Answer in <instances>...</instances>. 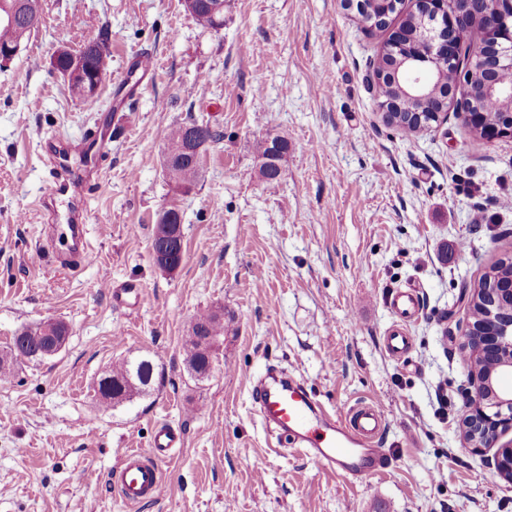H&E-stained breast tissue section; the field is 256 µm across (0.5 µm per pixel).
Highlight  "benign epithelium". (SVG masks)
Here are the masks:
<instances>
[{
    "instance_id": "7a95c632",
    "label": "benign epithelium",
    "mask_w": 512,
    "mask_h": 512,
    "mask_svg": "<svg viewBox=\"0 0 512 512\" xmlns=\"http://www.w3.org/2000/svg\"><path fill=\"white\" fill-rule=\"evenodd\" d=\"M343 3L356 13L367 15L385 7L390 0H343ZM463 4L477 20L491 16L496 18V22L487 27L484 40L469 50L468 67L459 64L461 46L468 40L467 31L458 23ZM413 8L422 16L421 31L400 45L402 57L396 65L374 74L371 85L379 89L392 81L414 90L432 86L434 93L448 102V106L454 108L481 139L492 142L511 135L512 87L502 108L504 121L498 125H484L467 72L473 70L483 74L484 96L497 98L499 74L505 69H512V0H413ZM87 53L88 48H83L63 76L68 81L95 89L101 84L103 75L88 76L83 64ZM445 60L448 68L457 71V76L446 85H436L432 76ZM206 145L207 141L200 136L199 124L185 127L184 153L197 172L200 171ZM174 241L183 243V232L179 209L171 205L160 214L154 235L153 252L158 264L170 262L169 245ZM464 300L468 307L477 300L482 301L486 322H469L462 350L470 352L475 362L484 359L495 361L499 373L511 376L512 311L504 315L501 307L507 305L512 308V286L498 288L489 284L485 288H474L464 294ZM41 331L47 354L53 355L63 347L64 337L58 335L57 325L44 323ZM464 395L467 406L461 420V432L465 441L473 450L497 448L495 468L503 478L512 481V439L502 441V437L512 430V388H496L493 374L473 367L470 387L465 389Z\"/></svg>"
}]
</instances>
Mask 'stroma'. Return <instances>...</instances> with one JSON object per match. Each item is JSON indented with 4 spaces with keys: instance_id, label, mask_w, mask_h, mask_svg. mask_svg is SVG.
I'll return each instance as SVG.
<instances>
[{
    "instance_id": "35a3bbf8",
    "label": "stroma",
    "mask_w": 512,
    "mask_h": 512,
    "mask_svg": "<svg viewBox=\"0 0 512 512\" xmlns=\"http://www.w3.org/2000/svg\"><path fill=\"white\" fill-rule=\"evenodd\" d=\"M109 32L94 101L52 67L61 48ZM381 32L341 0H224V24L197 25L182 0H46L42 22L0 66V350L52 319L69 338L0 380V512H512V482L491 450L467 448L458 343L463 286L512 257V137L477 138L455 114L416 137L387 124L368 85ZM156 72L114 115L112 152L88 200L95 263L60 268L42 248V140L94 126L132 56ZM221 133L189 191L166 176L177 125ZM283 136L275 188L259 145ZM180 209L184 256L152 254L154 226ZM135 281L132 309L104 276ZM423 309L405 359L383 348L393 290ZM223 310L205 380L187 370L190 320ZM155 358L148 393L102 407L95 382L123 358ZM275 366L332 412L364 402L386 421L388 466L360 479L322 471L256 411L250 383ZM168 426L182 445L165 491L125 505L108 478L131 448Z\"/></svg>"
}]
</instances>
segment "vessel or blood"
I'll use <instances>...</instances> for the list:
<instances>
[{
	"label": "vessel or blood",
	"instance_id": "obj_1",
	"mask_svg": "<svg viewBox=\"0 0 512 512\" xmlns=\"http://www.w3.org/2000/svg\"><path fill=\"white\" fill-rule=\"evenodd\" d=\"M44 143L51 173L40 200L46 216L44 232L49 243L64 242V250L57 253L60 264L78 268L91 256L87 211L75 206L62 214L53 203L62 196L82 194L97 183L103 162L111 152L112 128L99 123L79 137L51 135ZM389 304L400 322L386 331L383 344L389 355L400 359L411 350L412 338L405 324L420 313L421 301L418 291L408 287L392 293ZM256 400L262 420L302 444L305 455L323 470L358 478L383 469L387 461L381 446L385 423L377 408L362 405L335 415L303 386L291 382L261 388ZM179 444L177 434L162 427L155 432L150 450L133 449L125 454L110 481L126 504L135 505L161 495V464Z\"/></svg>",
	"mask_w": 512,
	"mask_h": 512
}]
</instances>
